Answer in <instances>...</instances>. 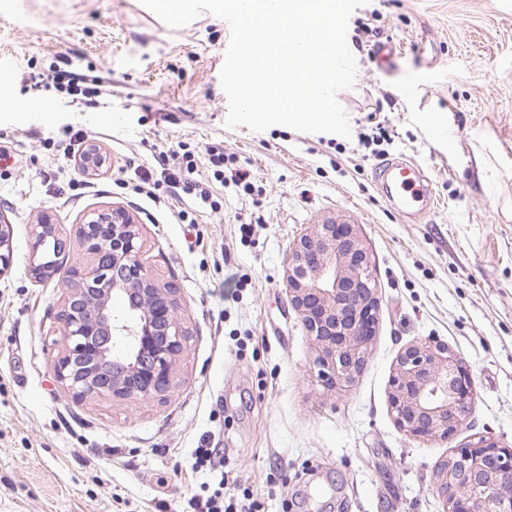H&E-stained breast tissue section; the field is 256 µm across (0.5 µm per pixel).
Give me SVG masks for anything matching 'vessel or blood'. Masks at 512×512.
I'll return each mask as SVG.
<instances>
[{"label": "vessel or blood", "instance_id": "1", "mask_svg": "<svg viewBox=\"0 0 512 512\" xmlns=\"http://www.w3.org/2000/svg\"><path fill=\"white\" fill-rule=\"evenodd\" d=\"M375 181L384 199L405 223L419 224L434 208L433 181L425 170L405 157L385 160Z\"/></svg>", "mask_w": 512, "mask_h": 512}]
</instances>
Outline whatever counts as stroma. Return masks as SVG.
I'll use <instances>...</instances> for the list:
<instances>
[{
  "mask_svg": "<svg viewBox=\"0 0 512 512\" xmlns=\"http://www.w3.org/2000/svg\"><path fill=\"white\" fill-rule=\"evenodd\" d=\"M366 24L396 52L383 63L356 49L355 85L337 95L347 140L227 126L231 31L210 13L173 29L140 0H0V147L11 155L0 214L13 226L0 276V512H184L224 475L259 512H442L433 466L450 449L482 435L512 448V0H368L348 44ZM64 57L79 94L41 80ZM24 101L48 104L50 120ZM377 125L389 156L432 176L423 223H403L375 184L378 160L359 139ZM78 130L111 162L80 195L64 151ZM211 146L249 171L253 192L216 176ZM174 151L196 161L192 176L161 165ZM139 171L191 178L210 201L149 200L127 187ZM111 204L138 224L146 269L176 287L189 337L165 396L78 402L54 362L62 281L83 257L71 250L36 280L31 231L48 212L70 237ZM340 212L360 227L380 306L361 373L334 392L310 371L286 269L293 241ZM429 338L470 370L476 398L452 438L423 443L395 427L388 390L399 352ZM209 437L224 462L195 470Z\"/></svg>",
  "mask_w": 512,
  "mask_h": 512,
  "instance_id": "stroma-1",
  "label": "stroma"
}]
</instances>
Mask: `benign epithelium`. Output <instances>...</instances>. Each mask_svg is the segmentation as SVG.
<instances>
[{"label": "benign epithelium", "instance_id": "1", "mask_svg": "<svg viewBox=\"0 0 512 512\" xmlns=\"http://www.w3.org/2000/svg\"><path fill=\"white\" fill-rule=\"evenodd\" d=\"M106 158L93 148L78 157L90 174ZM13 229L0 216V276L13 264ZM30 271L42 280L67 242L45 214L32 231ZM86 263L71 270L56 313L64 344L54 363L57 380L81 402L92 396L128 400L162 396L188 331L180 324L175 288L145 268L139 229L127 209L110 205L75 225ZM286 284L293 309L317 351L314 370L332 391L350 387L375 335L378 288L369 252L354 224H313L292 244ZM125 302L116 314L112 303ZM475 385L462 361L437 342L403 348L388 391V409L404 435L423 442L450 439L473 410ZM434 488L443 512H512V448L485 436L449 451L435 465Z\"/></svg>", "mask_w": 512, "mask_h": 512}]
</instances>
